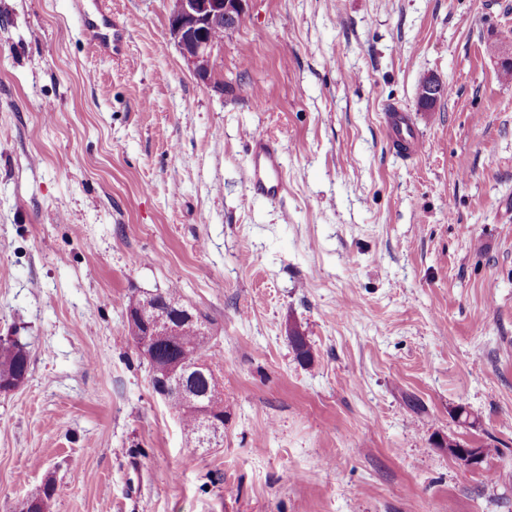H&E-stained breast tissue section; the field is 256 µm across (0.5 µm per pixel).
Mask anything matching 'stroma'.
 <instances>
[{
	"label": "stroma",
	"mask_w": 512,
	"mask_h": 512,
	"mask_svg": "<svg viewBox=\"0 0 512 512\" xmlns=\"http://www.w3.org/2000/svg\"><path fill=\"white\" fill-rule=\"evenodd\" d=\"M108 5L112 60L72 0H0V336L30 353L0 393V512L49 476L48 512H512V80L489 50L512 0H247L211 84L168 0ZM431 73L452 92L428 112ZM249 133L284 150L280 199L246 184ZM171 288L210 334L214 448L126 330ZM75 3L82 19V31L90 52L99 56H119L128 38L126 27L112 18L103 3L98 4L95 12L85 11L81 1ZM388 112H390V114H388L389 127L394 130L397 126L392 134L393 145L396 151L403 155H416L420 150V143L417 137L413 136L408 129H406V134L410 139H406L403 133L402 125H407L406 116L400 113V111L395 110L393 107H391ZM402 139L404 140L401 141ZM448 455L452 458H464L468 469H480L486 460L485 448H474L460 442V447L448 448Z\"/></svg>",
	"instance_id": "1"
}]
</instances>
